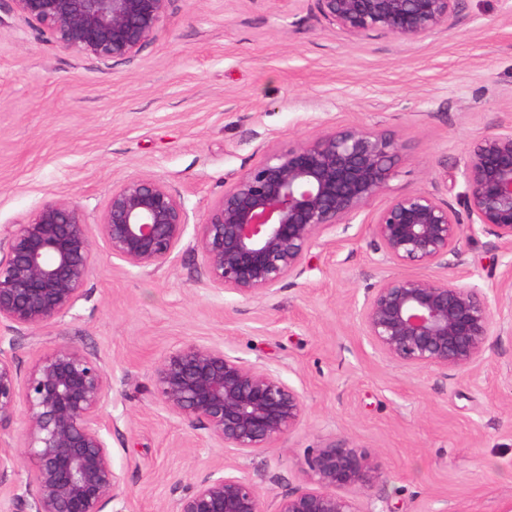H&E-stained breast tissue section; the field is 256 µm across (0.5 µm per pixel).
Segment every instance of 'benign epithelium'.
Returning <instances> with one entry per match:
<instances>
[{"instance_id":"benign-epithelium-1","label":"benign epithelium","mask_w":512,"mask_h":512,"mask_svg":"<svg viewBox=\"0 0 512 512\" xmlns=\"http://www.w3.org/2000/svg\"><path fill=\"white\" fill-rule=\"evenodd\" d=\"M12 11L64 48L102 62L139 55L174 0H10ZM329 25L354 37L383 33L411 41L441 28L461 0H316ZM403 146L382 129L321 130L269 151L208 208L195 238L210 285L259 299L301 276L323 235L350 224L385 194ZM455 200L439 192L393 197L369 223L377 263L398 267L464 264L462 242L494 237L512 248V125L487 132L456 169ZM183 195L155 176L112 186L99 234L113 258L160 267L190 224ZM0 258V326L42 330L82 297L94 239L79 204L57 197L16 225ZM498 296L457 277L393 274L367 289L357 313L361 334L387 362L443 374L479 366L493 336L512 334ZM163 408L240 455L274 447L300 423L304 400L278 371L216 345L185 344L154 370ZM109 377L80 349L41 352L21 372L0 349V428L24 415L23 450L0 448V479L34 461L31 512H105L120 493L105 433ZM381 472L360 448L330 438L310 451L304 485L274 512H365L358 497ZM176 512H267L244 475L210 471L177 501Z\"/></svg>"}]
</instances>
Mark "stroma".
<instances>
[{"mask_svg":"<svg viewBox=\"0 0 512 512\" xmlns=\"http://www.w3.org/2000/svg\"><path fill=\"white\" fill-rule=\"evenodd\" d=\"M510 122L512 14L501 0H462L415 41L352 37L315 0H173L143 51L114 64L37 34L0 0V243L52 197L76 201L96 225L113 185L132 175L179 190L196 219L158 268H130L97 243L67 317L35 333L0 327L19 369L75 347L108 373L121 496L105 512H174L217 468L248 476L274 507L303 485L309 449L332 436L382 472L364 512H512V334L492 338L479 367L446 376L383 360L356 317L383 275L359 219L260 299L212 288L193 247L208 206L270 149L336 125L391 130L403 145L393 197L432 189ZM463 248L458 274L502 288L512 252L486 235ZM186 343L277 370L304 397L300 424L240 455L181 423L152 373Z\"/></svg>","mask_w":512,"mask_h":512,"instance_id":"obj_1","label":"stroma"}]
</instances>
